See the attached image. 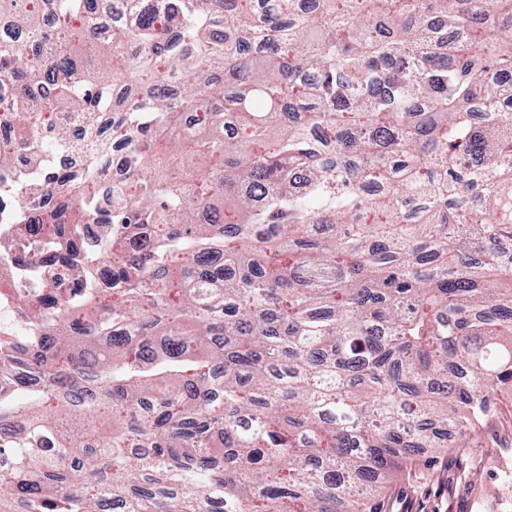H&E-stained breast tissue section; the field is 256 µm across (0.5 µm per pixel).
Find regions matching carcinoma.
<instances>
[{
    "label": "carcinoma",
    "mask_w": 512,
    "mask_h": 512,
    "mask_svg": "<svg viewBox=\"0 0 512 512\" xmlns=\"http://www.w3.org/2000/svg\"><path fill=\"white\" fill-rule=\"evenodd\" d=\"M86 2L0 0V512H380L494 447L512 0Z\"/></svg>",
    "instance_id": "cac0c4a2"
}]
</instances>
